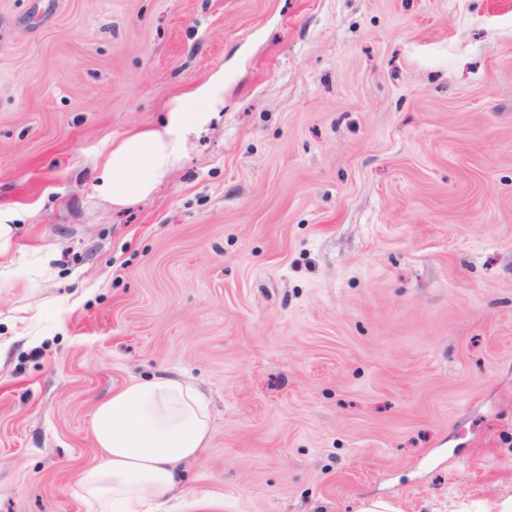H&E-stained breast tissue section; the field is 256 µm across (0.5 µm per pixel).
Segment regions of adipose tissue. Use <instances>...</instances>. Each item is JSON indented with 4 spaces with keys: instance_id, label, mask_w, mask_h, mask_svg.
I'll list each match as a JSON object with an SVG mask.
<instances>
[{
    "instance_id": "ef3b65f1",
    "label": "adipose tissue",
    "mask_w": 512,
    "mask_h": 512,
    "mask_svg": "<svg viewBox=\"0 0 512 512\" xmlns=\"http://www.w3.org/2000/svg\"><path fill=\"white\" fill-rule=\"evenodd\" d=\"M223 104L218 71L173 99L161 127L115 143L96 170L94 191L117 207L146 199L181 164L188 134ZM93 431L104 458L79 475L85 502L94 512H157L173 496L181 463L203 455L210 414L190 382L159 375L101 401Z\"/></svg>"
}]
</instances>
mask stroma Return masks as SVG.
I'll use <instances>...</instances> for the list:
<instances>
[{"mask_svg":"<svg viewBox=\"0 0 512 512\" xmlns=\"http://www.w3.org/2000/svg\"><path fill=\"white\" fill-rule=\"evenodd\" d=\"M218 70L182 164L98 196ZM15 204L0 512H90L97 402L162 373L211 433L160 512L512 494V0H0ZM224 105V73L218 70L173 99L161 128L128 135L115 143L96 169L93 190L117 207L146 199L185 156L187 135Z\"/></svg>","mask_w":512,"mask_h":512,"instance_id":"stroma-1","label":"stroma"}]
</instances>
